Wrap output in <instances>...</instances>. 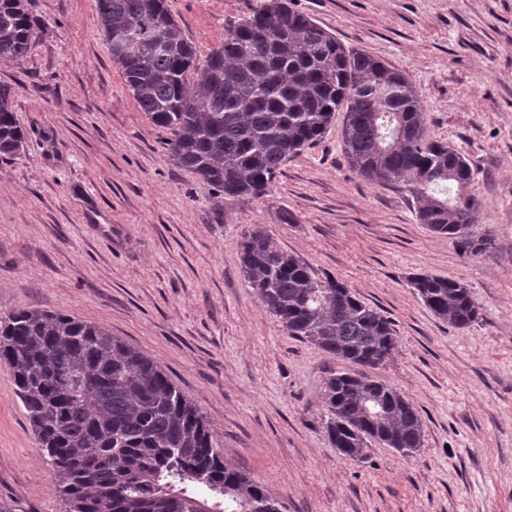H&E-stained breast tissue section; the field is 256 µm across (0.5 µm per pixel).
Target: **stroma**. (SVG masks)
<instances>
[{"label": "stroma", "instance_id": "35a3bbf8", "mask_svg": "<svg viewBox=\"0 0 512 512\" xmlns=\"http://www.w3.org/2000/svg\"><path fill=\"white\" fill-rule=\"evenodd\" d=\"M261 2L168 0L202 54ZM293 6L407 75L429 135L471 164L473 232L492 249L463 256L416 221L404 183L360 177L338 118L267 196L225 200L170 159L110 58L95 0H31L44 26L21 62H0L27 132L0 160V316L64 313L143 351L281 512H512V0ZM254 224L392 321L398 347L375 374L422 416L414 456L376 443L351 461L331 445L324 381L341 364L288 336L244 280L238 244ZM424 273L463 282L480 319L458 330L434 316L410 284ZM0 503L67 512L3 364Z\"/></svg>", "mask_w": 512, "mask_h": 512}]
</instances>
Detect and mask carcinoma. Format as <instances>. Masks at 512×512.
Listing matches in <instances>:
<instances>
[{
  "mask_svg": "<svg viewBox=\"0 0 512 512\" xmlns=\"http://www.w3.org/2000/svg\"><path fill=\"white\" fill-rule=\"evenodd\" d=\"M107 47L142 111L163 129L176 164L227 200L268 195L289 158L323 137L343 110V152L369 182L410 177L415 217L476 256L493 239L472 233L479 200L468 194L463 153L430 139L422 102L406 75L347 49L291 0H263L228 27L206 55L182 34L168 0H96ZM40 21L28 0H0V61L28 52ZM26 133L0 87V160ZM240 271L288 335L352 365L325 382L324 428L348 460L375 441L404 456L423 445L419 411L396 388L358 371L390 361L391 320L342 282L318 278L279 248L261 224L240 242ZM425 306L458 330L480 318L464 283L416 274ZM0 363L56 477L69 512H280L266 488L224 461L197 407L139 349L105 327L39 309L0 316Z\"/></svg>",
  "mask_w": 512,
  "mask_h": 512,
  "instance_id": "cac0c4a2",
  "label": "carcinoma"
}]
</instances>
